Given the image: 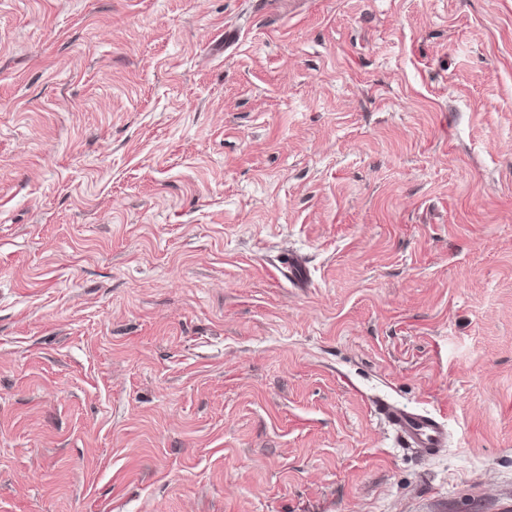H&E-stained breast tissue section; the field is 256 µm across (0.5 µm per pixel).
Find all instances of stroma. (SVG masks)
<instances>
[{"label":"stroma","mask_w":512,"mask_h":512,"mask_svg":"<svg viewBox=\"0 0 512 512\" xmlns=\"http://www.w3.org/2000/svg\"><path fill=\"white\" fill-rule=\"evenodd\" d=\"M511 497L512 0H0V512ZM376 410L393 428L398 446L422 456L436 455L448 446V430L437 416L411 411L382 400Z\"/></svg>","instance_id":"35a3bbf8"}]
</instances>
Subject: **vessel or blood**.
Instances as JSON below:
<instances>
[{
    "label": "vessel or blood",
    "instance_id": "b4317fda",
    "mask_svg": "<svg viewBox=\"0 0 512 512\" xmlns=\"http://www.w3.org/2000/svg\"><path fill=\"white\" fill-rule=\"evenodd\" d=\"M376 410L393 428L399 447L422 456L435 455L447 448L448 430L439 417L388 401L378 402Z\"/></svg>",
    "mask_w": 512,
    "mask_h": 512
}]
</instances>
